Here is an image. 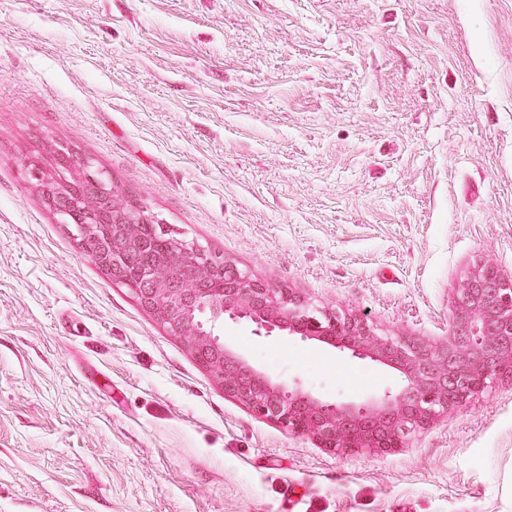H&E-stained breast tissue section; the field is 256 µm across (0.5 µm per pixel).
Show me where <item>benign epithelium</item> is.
<instances>
[{"label": "benign epithelium", "mask_w": 512, "mask_h": 512, "mask_svg": "<svg viewBox=\"0 0 512 512\" xmlns=\"http://www.w3.org/2000/svg\"><path fill=\"white\" fill-rule=\"evenodd\" d=\"M46 199L66 220L72 203L64 188L57 187ZM144 219V210H131L123 223L110 225L95 254L97 263L171 334L190 337L200 360L222 378L227 395L293 432L312 434L325 448H397L410 432L482 391L512 364V284L492 271L473 273L456 291L451 336L435 349L399 337H376L359 321L299 302L203 247L175 244L158 265L141 271L138 283L128 286L127 256L144 247L132 229ZM187 264L208 273L221 269L224 287L185 283L180 271ZM228 313L306 338L338 341L398 369L405 385L357 406L325 404L299 386L275 384L233 356L215 335Z\"/></svg>", "instance_id": "7a95c632"}]
</instances>
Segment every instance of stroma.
Wrapping results in <instances>:
<instances>
[{
    "label": "stroma",
    "mask_w": 512,
    "mask_h": 512,
    "mask_svg": "<svg viewBox=\"0 0 512 512\" xmlns=\"http://www.w3.org/2000/svg\"><path fill=\"white\" fill-rule=\"evenodd\" d=\"M87 161L174 238L442 345L471 272L512 282V0H0V512H512V369L389 454L289 432L29 175ZM221 339L325 402L403 385L247 319Z\"/></svg>",
    "instance_id": "stroma-1"
}]
</instances>
